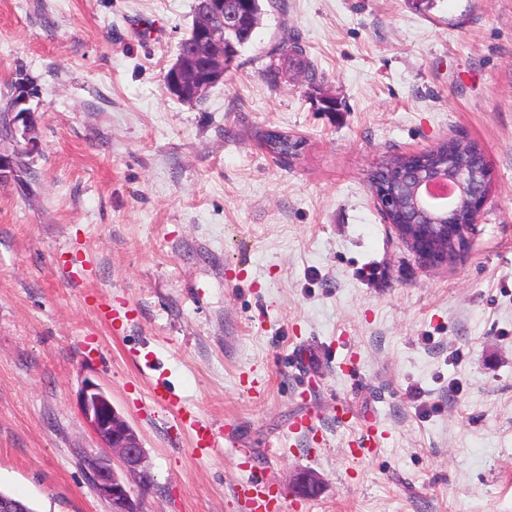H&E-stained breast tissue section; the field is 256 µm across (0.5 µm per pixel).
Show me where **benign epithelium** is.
<instances>
[{"label":"benign epithelium","instance_id":"benign-epithelium-1","mask_svg":"<svg viewBox=\"0 0 512 512\" xmlns=\"http://www.w3.org/2000/svg\"><path fill=\"white\" fill-rule=\"evenodd\" d=\"M207 10L194 22L192 36L210 43L213 52L199 69L179 57L171 67L167 87L184 101L193 102L207 95L224 81L229 62L224 57V29L240 22L241 14L229 0H205ZM224 15L221 26L213 15ZM31 88L22 78L15 89L8 118L7 145L0 147V178L15 172L14 155L40 150L38 125L31 107ZM407 164L385 163L384 177L372 182V191L382 215L392 216L403 207L410 209L408 223L396 224L401 239L429 264H440L455 257L467 244V234L479 222L487 202L492 172L479 147L450 145L439 163L428 167L424 153L410 154ZM448 183L453 189L451 204L430 209V187ZM78 403L83 419L101 447L112 456H89L88 478L96 492L111 505L110 512H140L132 498L131 480L147 481L144 450L137 432L112 404V397L99 384L84 381ZM119 467H114V464Z\"/></svg>","mask_w":512,"mask_h":512}]
</instances>
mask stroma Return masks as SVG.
Masks as SVG:
<instances>
[{"mask_svg":"<svg viewBox=\"0 0 512 512\" xmlns=\"http://www.w3.org/2000/svg\"><path fill=\"white\" fill-rule=\"evenodd\" d=\"M196 4L0 0V97L24 69L42 114L40 152L0 180V490L110 512L83 462L89 379L139 435L143 512H247L232 489L255 473L285 512H512V0H263L188 103L164 75ZM286 40L315 77L269 82ZM272 130L295 157L266 152ZM459 137L491 190L429 265L369 174ZM182 420L189 421L190 426L194 430L193 434V448L203 450L205 448H215L214 434L211 426L201 422L197 419L196 415H193L187 411H182Z\"/></svg>","mask_w":512,"mask_h":512,"instance_id":"1","label":"stroma"}]
</instances>
